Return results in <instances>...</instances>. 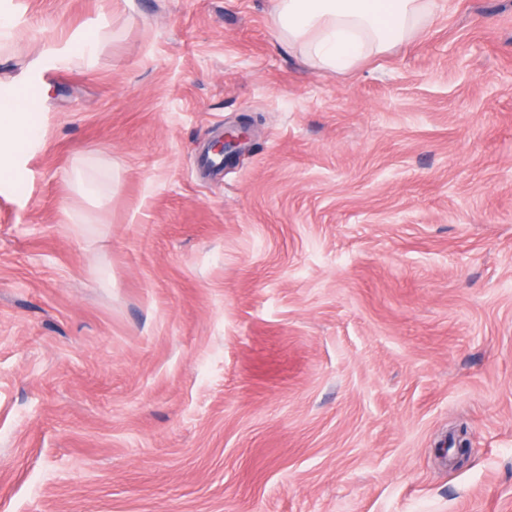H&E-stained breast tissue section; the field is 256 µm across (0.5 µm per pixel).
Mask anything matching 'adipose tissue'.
Segmentation results:
<instances>
[{
	"label": "adipose tissue",
	"mask_w": 512,
	"mask_h": 512,
	"mask_svg": "<svg viewBox=\"0 0 512 512\" xmlns=\"http://www.w3.org/2000/svg\"><path fill=\"white\" fill-rule=\"evenodd\" d=\"M435 0H275L271 19L288 48L337 71L411 40L434 17ZM42 128L14 96L0 94V170L39 142Z\"/></svg>",
	"instance_id": "ef3b65f1"
}]
</instances>
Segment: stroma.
Segmentation results:
<instances>
[{"instance_id": "1", "label": "stroma", "mask_w": 512, "mask_h": 512, "mask_svg": "<svg viewBox=\"0 0 512 512\" xmlns=\"http://www.w3.org/2000/svg\"><path fill=\"white\" fill-rule=\"evenodd\" d=\"M435 2L336 72L271 0H0V90L49 89L0 174V512H512V0ZM95 41L87 39L79 43V47L65 46L55 51V56L59 63H73L75 60L83 61L91 55L94 49ZM252 127V119L242 117L238 124L224 129V137L215 139L210 145V150L215 154L206 150L200 154L199 164L201 169L211 176L223 173L224 157L217 154H222L227 158L239 155L250 141ZM68 179L78 187L84 197L101 198L112 193L110 178L91 166L71 169L68 173Z\"/></svg>"}]
</instances>
